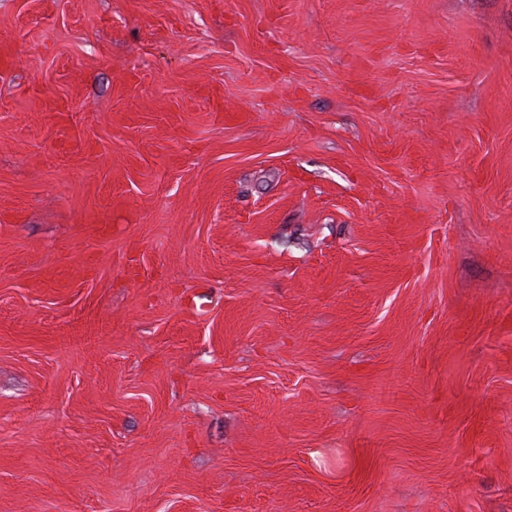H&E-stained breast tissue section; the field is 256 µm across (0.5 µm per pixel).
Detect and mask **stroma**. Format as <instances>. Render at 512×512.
Instances as JSON below:
<instances>
[{"label":"stroma","mask_w":512,"mask_h":512,"mask_svg":"<svg viewBox=\"0 0 512 512\" xmlns=\"http://www.w3.org/2000/svg\"><path fill=\"white\" fill-rule=\"evenodd\" d=\"M0 512H512V0H0Z\"/></svg>","instance_id":"obj_1"}]
</instances>
